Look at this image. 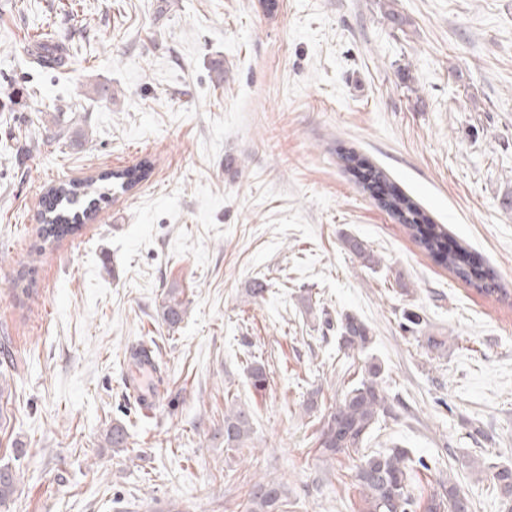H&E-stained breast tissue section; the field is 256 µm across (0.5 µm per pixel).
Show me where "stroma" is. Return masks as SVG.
Masks as SVG:
<instances>
[{
  "instance_id": "35a3bbf8",
  "label": "stroma",
  "mask_w": 512,
  "mask_h": 512,
  "mask_svg": "<svg viewBox=\"0 0 512 512\" xmlns=\"http://www.w3.org/2000/svg\"><path fill=\"white\" fill-rule=\"evenodd\" d=\"M385 1L0 0V465L16 472L0 512H246L259 480L288 512H361L360 455L394 447L426 462L417 503L450 479L470 512H501L512 298L456 278L340 157L383 170L512 291V0H390L399 29ZM42 36L61 66L37 64ZM144 159L147 180L31 259L50 186ZM407 311L423 333L401 332ZM345 314L367 350L329 329ZM150 340L167 392L140 414L126 353ZM373 356L391 412L327 458L324 417ZM233 403L253 431L230 450ZM181 295V291L170 289L161 305V318L168 328L178 327L186 313L185 301ZM337 331L345 349H364L371 342L368 327L352 315H345L337 321Z\"/></svg>"
}]
</instances>
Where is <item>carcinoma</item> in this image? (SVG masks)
<instances>
[{"label":"carcinoma","mask_w":512,"mask_h":512,"mask_svg":"<svg viewBox=\"0 0 512 512\" xmlns=\"http://www.w3.org/2000/svg\"><path fill=\"white\" fill-rule=\"evenodd\" d=\"M151 170L149 160L134 170H117L94 178L72 180L54 185L51 192L56 208L40 214L39 234L42 245L34 249L40 253L43 245L73 230L88 219L99 206L112 197V189L126 191ZM380 188L379 203L404 224L413 238L428 252L438 256L456 277L469 284L483 282V274L474 266L467 248L448 245V232L432 219L411 197L404 194L380 169L372 172ZM345 248L364 267L371 269L378 259L367 244L356 237L343 240ZM186 313L182 292L168 291L161 305V318L170 329L182 322ZM342 346L346 349H364L371 342L368 327L358 318L346 315L337 321ZM381 364L369 361L361 369V379L343 395L336 408L324 418L318 435L322 454L333 458L362 444L379 417L388 411V400L381 385ZM247 379L256 391L265 389V367L256 359L247 363ZM252 433V415L239 406L224 412V446L237 448ZM128 440L126 426L115 421L108 433L111 447L120 451ZM412 460L402 448H389L362 456L356 465L354 479L363 491L362 512H413L414 498L410 492ZM492 480L502 505L512 512V466L503 465L492 473ZM16 492V474L12 467L0 466V505L9 502ZM462 497L459 485L453 480L442 481L427 499L424 512H456ZM284 489L275 481H258L248 493L247 512H286Z\"/></svg>","instance_id":"carcinoma-1"}]
</instances>
